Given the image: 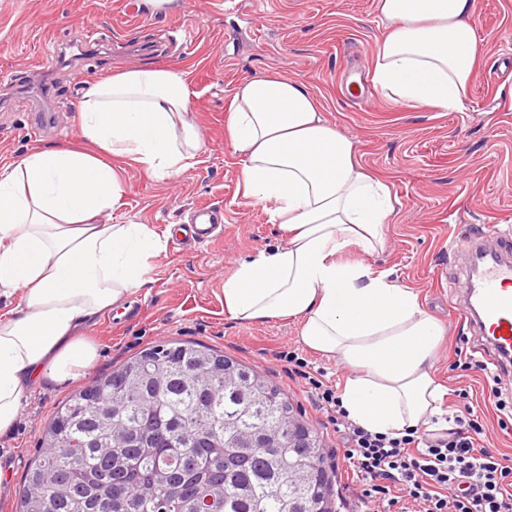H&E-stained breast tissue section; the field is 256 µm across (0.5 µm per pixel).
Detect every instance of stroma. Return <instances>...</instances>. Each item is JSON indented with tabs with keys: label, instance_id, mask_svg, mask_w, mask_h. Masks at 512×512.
I'll list each match as a JSON object with an SVG mask.
<instances>
[{
	"label": "stroma",
	"instance_id": "1",
	"mask_svg": "<svg viewBox=\"0 0 512 512\" xmlns=\"http://www.w3.org/2000/svg\"><path fill=\"white\" fill-rule=\"evenodd\" d=\"M479 54L461 109L413 107L382 95L373 82L377 48L386 35L375 0H173L164 11L146 0H0V164L30 149L83 144L79 107L85 91L112 75L143 66L184 73L189 108L205 140L197 163L156 180L125 167L124 205L104 211L102 224L136 222L164 231L187 224L198 206L214 209L222 231L211 241L169 247L152 263L151 284L84 330L97 348L85 377L44 382L28 397L10 436L0 438V512H16L28 467L39 456L42 428L89 378L164 341L200 343L252 366L277 385L324 449L331 512H358L362 484L337 460L335 425L291 373L290 351L341 386L348 369L336 357L306 348L295 321L239 323L224 314L220 287L237 263L281 242L277 225L240 193V165L224 140L235 86L280 73L308 83L327 121L355 139L363 165L400 202L385 227L383 251L344 252L373 272L415 288L442 322L447 341L435 376L448 391L444 428H452L456 390H468L486 434L484 444L512 458V414L497 410L484 372L464 369L458 351L479 356L473 327L455 295L464 286L457 241L488 227L512 251V0H478ZM95 25L99 45L81 71L59 53L72 32ZM43 114L41 138L28 129Z\"/></svg>",
	"mask_w": 512,
	"mask_h": 512
}]
</instances>
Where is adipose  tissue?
Masks as SVG:
<instances>
[{
    "instance_id": "adipose-tissue-1",
    "label": "adipose tissue",
    "mask_w": 512,
    "mask_h": 512,
    "mask_svg": "<svg viewBox=\"0 0 512 512\" xmlns=\"http://www.w3.org/2000/svg\"><path fill=\"white\" fill-rule=\"evenodd\" d=\"M376 9L388 34L374 83L396 101L462 108L477 59V0H376ZM189 101L181 72H120L85 94L83 145L38 147L0 167V292L19 298L0 310V436L13 431L35 386L93 365L83 329L148 285L150 261L175 227L97 218L124 194L113 159L156 179L197 163L204 140ZM224 137L239 159L243 198L285 239L225 279V315L297 321L308 349L351 369L342 405L365 430L400 436L428 425L447 394L432 371L445 327L415 289L340 259L383 248L397 204L389 187L329 124L312 88L284 74L236 87Z\"/></svg>"
}]
</instances>
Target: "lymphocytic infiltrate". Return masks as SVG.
<instances>
[{
  "instance_id": "obj_1",
  "label": "lymphocytic infiltrate",
  "mask_w": 512,
  "mask_h": 512,
  "mask_svg": "<svg viewBox=\"0 0 512 512\" xmlns=\"http://www.w3.org/2000/svg\"><path fill=\"white\" fill-rule=\"evenodd\" d=\"M317 391L319 408L331 414L349 465L375 502L418 506L419 512H512V465L482 443L484 428L468 406L443 433L406 431L400 437L369 432L351 422L336 391L300 370Z\"/></svg>"
}]
</instances>
